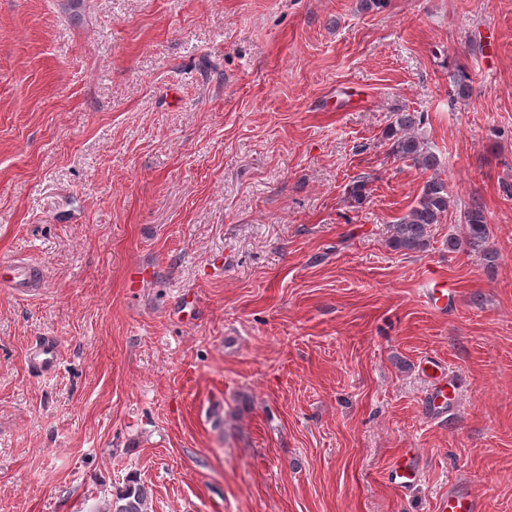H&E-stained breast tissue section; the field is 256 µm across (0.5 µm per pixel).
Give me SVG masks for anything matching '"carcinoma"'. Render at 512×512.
<instances>
[{"label":"carcinoma","mask_w":512,"mask_h":512,"mask_svg":"<svg viewBox=\"0 0 512 512\" xmlns=\"http://www.w3.org/2000/svg\"><path fill=\"white\" fill-rule=\"evenodd\" d=\"M421 117L413 112H396L387 132L388 154L395 159L410 161L423 171H434L439 160L427 143L416 132ZM450 200L445 182L434 175L425 182L419 197L409 211L392 225L390 245L406 254L427 251L429 231L448 214ZM466 225L465 236L448 239V247L466 248L490 262L494 258L488 247L489 228L483 207L474 203L461 214ZM151 490L135 480H130L116 494L115 500L98 506L94 512H149Z\"/></svg>","instance_id":"obj_1"}]
</instances>
